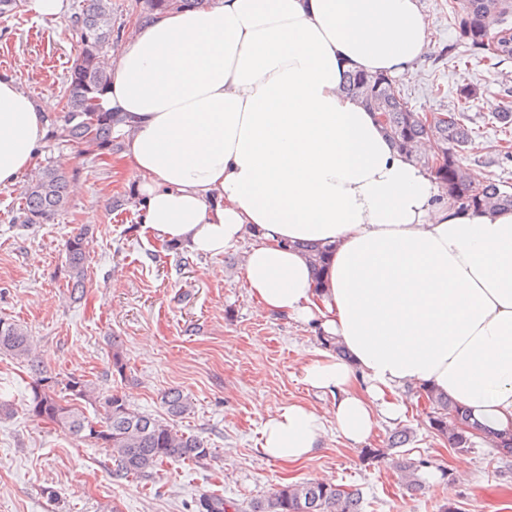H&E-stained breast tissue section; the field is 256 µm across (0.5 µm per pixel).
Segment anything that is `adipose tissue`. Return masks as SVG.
I'll return each instance as SVG.
<instances>
[{
  "instance_id": "ef3b65f1",
  "label": "adipose tissue",
  "mask_w": 512,
  "mask_h": 512,
  "mask_svg": "<svg viewBox=\"0 0 512 512\" xmlns=\"http://www.w3.org/2000/svg\"><path fill=\"white\" fill-rule=\"evenodd\" d=\"M429 48L419 0H198L133 28L100 98L123 136L141 224L204 256L240 242L259 314L314 324L303 368L354 445L448 393L481 429L512 428V210L437 201L428 171L346 93L351 71L397 77ZM56 102L0 75V185L34 167ZM304 242L329 249L324 285ZM322 416L266 414L261 451L295 463Z\"/></svg>"
}]
</instances>
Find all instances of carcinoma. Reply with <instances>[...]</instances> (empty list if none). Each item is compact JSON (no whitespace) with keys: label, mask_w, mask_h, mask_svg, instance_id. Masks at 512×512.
<instances>
[{"label":"carcinoma","mask_w":512,"mask_h":512,"mask_svg":"<svg viewBox=\"0 0 512 512\" xmlns=\"http://www.w3.org/2000/svg\"><path fill=\"white\" fill-rule=\"evenodd\" d=\"M452 11L459 28L471 46L488 52L483 60L502 62L512 59V29L502 27L512 15V0H453ZM81 49L72 61L61 98V115L52 121V136L62 142H75L98 149L112 150V113L100 106V96L109 84L105 56L114 45L112 39V0H83L72 23ZM393 80L382 73L350 72L344 89L361 99L363 105L378 112V101L388 98ZM479 95L477 86L466 83L459 88L457 107L434 116L432 123L420 117L398 96L384 113L383 129L396 147L426 167L440 185L448 202L461 209H512V192L502 181L486 177L476 180L462 156L472 144L473 128L466 124L465 111ZM437 141L443 150V162L434 166L420 151L423 141ZM22 223L44 224L68 203V175L56 165L41 168L23 191ZM87 231L70 235L65 243V277L71 293L87 279ZM0 354L31 364L35 378L30 385L27 411L47 420L77 440H88L111 452L115 475L138 477L160 469L170 460L198 463L210 454L207 444L197 435L175 427L173 420L192 410L182 391L172 389L162 397L168 420L162 421L130 407L117 393L104 394L96 384L81 376L60 380L40 365L34 353L33 339L17 323L0 317ZM64 386L69 396L57 391ZM429 404V427L449 448H470L474 433L467 409L447 394L434 390L422 393ZM103 403L106 416L100 420L86 415L80 402ZM491 445L497 458L512 461V432L493 435ZM406 486L421 487L414 478V465L396 463ZM200 512H363L362 492L357 488L310 480L285 485L270 495L252 500L242 507L217 496L202 499Z\"/></svg>","instance_id":"cac0c4a2"}]
</instances>
